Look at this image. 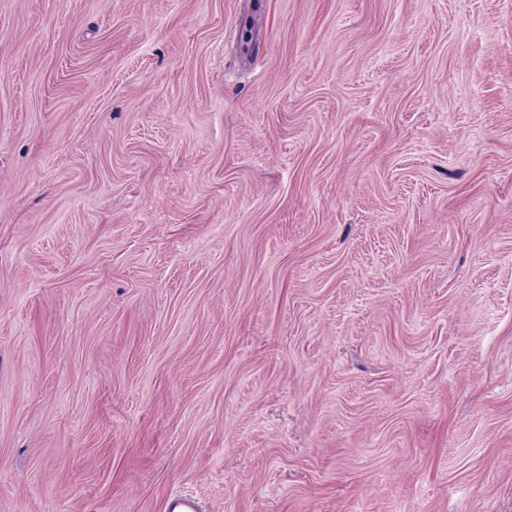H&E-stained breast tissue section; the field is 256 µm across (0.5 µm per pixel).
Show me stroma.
Listing matches in <instances>:
<instances>
[{
    "mask_svg": "<svg viewBox=\"0 0 512 512\" xmlns=\"http://www.w3.org/2000/svg\"><path fill=\"white\" fill-rule=\"evenodd\" d=\"M512 512V0H0V512Z\"/></svg>",
    "mask_w": 512,
    "mask_h": 512,
    "instance_id": "obj_1",
    "label": "stroma"
}]
</instances>
